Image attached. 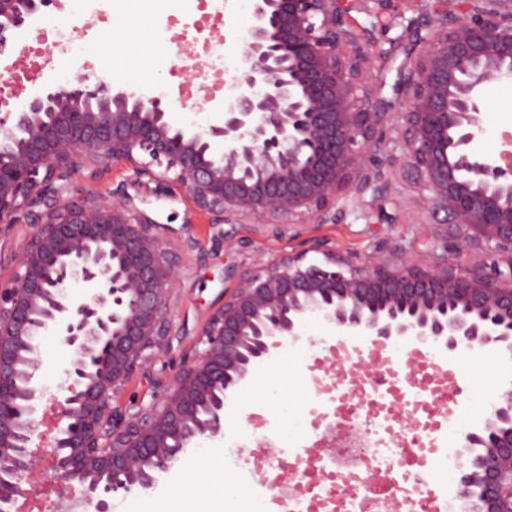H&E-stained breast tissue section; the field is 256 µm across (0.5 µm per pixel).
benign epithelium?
I'll use <instances>...</instances> for the list:
<instances>
[{
  "label": "benign epithelium",
  "instance_id": "7a95c632",
  "mask_svg": "<svg viewBox=\"0 0 512 512\" xmlns=\"http://www.w3.org/2000/svg\"><path fill=\"white\" fill-rule=\"evenodd\" d=\"M54 3L0 0V57ZM388 3L252 0L222 119L207 126L173 122L161 94L89 74L45 82L0 117V256L12 266L0 281V512H14L44 464L95 512L152 487L199 439L224 434L226 402L312 323L418 353L512 355V151L479 147L484 85L512 78V0H450L443 12L414 0L415 17L386 42L354 23ZM116 162L131 175L92 195L85 184ZM396 177L420 190L442 233L386 237L364 258L309 236L238 275L179 367L155 369L182 335L180 280L231 244L236 225L295 240L357 210L414 224ZM176 188L209 216V246L191 224L177 232L140 208L142 193ZM16 224L32 233L7 254ZM464 251L469 264L448 261ZM49 332L67 350L53 389L39 352ZM136 374L150 400H120ZM464 441L461 497L512 512V388Z\"/></svg>",
  "mask_w": 512,
  "mask_h": 512
}]
</instances>
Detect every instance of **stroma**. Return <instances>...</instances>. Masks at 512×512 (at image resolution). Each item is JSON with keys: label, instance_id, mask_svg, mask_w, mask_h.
<instances>
[{"label": "stroma", "instance_id": "stroma-1", "mask_svg": "<svg viewBox=\"0 0 512 512\" xmlns=\"http://www.w3.org/2000/svg\"><path fill=\"white\" fill-rule=\"evenodd\" d=\"M88 8L87 0H59L56 8L18 33L11 47L12 60L20 65L28 63V47L42 46L55 29L65 27L77 32L85 50L99 52V77L115 85L133 84L148 92L178 99L183 78L172 72L169 53L160 43H153L147 58L141 62H124L113 55L114 46L122 44L125 37L132 34L127 27V17L134 11V4L130 0H118L113 12L114 24L109 28H87ZM157 8L159 25L178 32L184 23L204 19L211 5L209 0H159ZM251 9L250 0H233L231 6L224 9L223 25L195 31L194 36L199 40L226 38V53L235 56L239 50L237 39L249 25ZM484 97L487 108L481 115L484 128L481 147L485 153L494 155L503 148L504 133H512V80L487 84ZM142 208L157 223L176 229L191 223L199 242L208 244L212 234L208 217L195 210L183 190L162 196L146 195ZM416 231L413 224H371L358 214L349 215L340 224L307 228L308 234L329 238L337 250L361 257L368 255L380 238L397 236L409 240ZM237 237V245L213 256L207 266L194 268L182 281L174 298L173 319L175 325H187L189 333L174 339L172 349L162 357L166 365L178 366L183 350L194 344L196 330L223 304L225 289L233 285L232 280L225 278V270L239 272L252 267L257 259L268 260L293 248L288 240L274 236L269 230L257 231L252 224L238 225ZM338 341L333 329L315 324L308 326L297 341L275 349L270 360L253 371L242 394L227 403L223 435L201 439L196 447L186 451V459L232 478L242 495L270 496L267 480L224 459L223 449L250 436V415L276 413V406L264 398L269 388H278L283 396L289 397L291 410L300 412L309 395L308 379L312 368L325 369L335 362L333 347ZM434 362L438 367L437 379L455 381L462 390L457 411L466 429L482 424L486 416L479 408L482 397H496L512 385V357L504 353L489 351L479 357L444 354L435 357Z\"/></svg>", "mask_w": 512, "mask_h": 512}]
</instances>
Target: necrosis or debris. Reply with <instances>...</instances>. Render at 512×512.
<instances>
[{"instance_id":"4bbe7bcc","label":"necrosis or debris","mask_w":512,"mask_h":512,"mask_svg":"<svg viewBox=\"0 0 512 512\" xmlns=\"http://www.w3.org/2000/svg\"><path fill=\"white\" fill-rule=\"evenodd\" d=\"M382 378L361 372L350 381L325 375L292 422L293 435L276 455L258 452L254 469L286 491L274 503L280 512H460L457 497L425 496L427 476L452 481L448 449L456 445L460 420L456 389L432 392L417 379L400 378L387 352L379 351ZM334 434L333 450L311 455L308 438ZM268 499L249 498L247 512H270Z\"/></svg>"}]
</instances>
